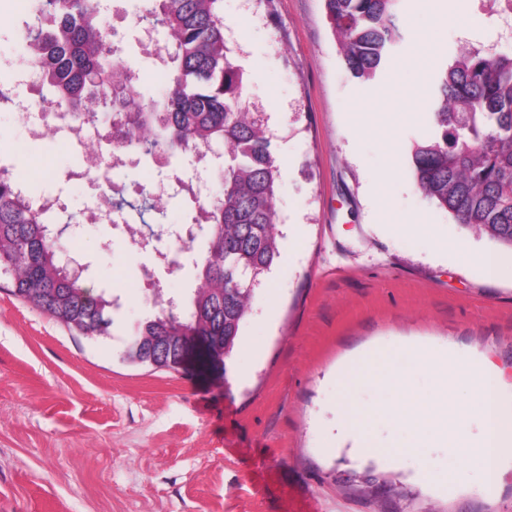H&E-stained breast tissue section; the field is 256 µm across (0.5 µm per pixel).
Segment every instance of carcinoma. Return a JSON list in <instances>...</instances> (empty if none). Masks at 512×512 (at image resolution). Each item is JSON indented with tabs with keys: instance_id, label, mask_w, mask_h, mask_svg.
<instances>
[{
	"instance_id": "obj_1",
	"label": "carcinoma",
	"mask_w": 512,
	"mask_h": 512,
	"mask_svg": "<svg viewBox=\"0 0 512 512\" xmlns=\"http://www.w3.org/2000/svg\"><path fill=\"white\" fill-rule=\"evenodd\" d=\"M220 0H153L148 25L165 32L160 65L165 98L146 101L133 71L119 62L102 0H35L29 53L42 60L52 98L37 106L112 130L116 148L203 158L224 149V193L199 206L211 227L208 255L192 260L197 286L175 303L157 296L126 359L176 369L191 353L200 365L234 349L253 291L241 272L262 277L280 256L279 170L265 124L243 105V72L224 40ZM351 75L375 80L401 38L399 0H323ZM434 136L416 143L410 166L422 194L458 224L512 248V56L461 47L436 79ZM0 170V273L16 298L85 336L110 334L119 296L98 295L59 269L62 231Z\"/></svg>"
}]
</instances>
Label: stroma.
I'll use <instances>...</instances> for the list:
<instances>
[{"label":"stroma","instance_id":"1","mask_svg":"<svg viewBox=\"0 0 512 512\" xmlns=\"http://www.w3.org/2000/svg\"><path fill=\"white\" fill-rule=\"evenodd\" d=\"M149 0H111L104 23L145 98L167 82L141 41ZM29 0H0V167L40 195L62 192L56 224L81 225L78 255L94 291L122 283L110 335L83 336L16 299L0 276V512H512V449L495 483L465 464L446 479L443 448L395 454L405 426L380 418L374 447L341 432L346 405L378 407L373 383L344 393L339 369L374 348L404 364L419 342L505 377L496 409L512 417V250L449 219L419 190L408 163L413 143L433 137L428 110L436 71L461 44L498 39L489 0H462L452 22L422 27L419 0H400L402 37L372 82L344 66L323 0H222L224 39L244 73L243 99L260 113L279 167L281 256L256 290L232 354L203 368H155L125 358L147 317L150 269L164 294L196 285L192 264L158 265L123 229L87 224L100 195L125 200L129 224L167 234L187 223L188 194L147 205L155 183L184 159L130 153L107 177L82 174L81 148L46 133L29 140L10 62L35 18ZM423 53L416 91L407 61ZM362 112H389L400 146L387 155ZM411 223L391 234L388 223ZM428 232H420V225ZM493 254L497 277L457 263L437 244Z\"/></svg>","mask_w":512,"mask_h":512}]
</instances>
